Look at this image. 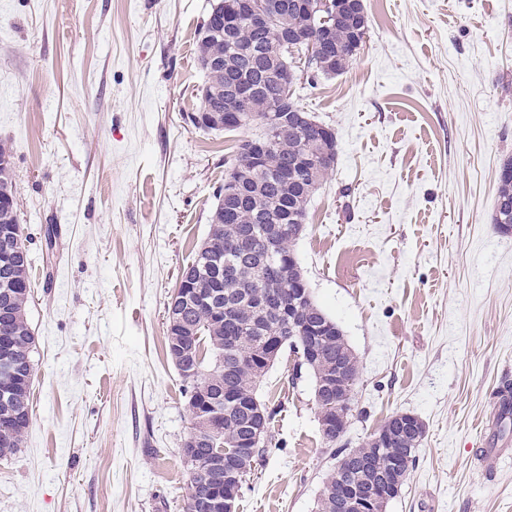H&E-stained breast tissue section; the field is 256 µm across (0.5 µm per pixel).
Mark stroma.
<instances>
[{
  "instance_id": "obj_1",
  "label": "stroma",
  "mask_w": 512,
  "mask_h": 512,
  "mask_svg": "<svg viewBox=\"0 0 512 512\" xmlns=\"http://www.w3.org/2000/svg\"><path fill=\"white\" fill-rule=\"evenodd\" d=\"M211 2L0 0V144L35 336L0 512H184L192 420L166 307L225 159L257 132L189 120ZM365 6L345 72L294 87L337 140L295 250L359 361L342 442L413 413L425 437L387 512H512V418L490 403L512 378V231L492 222L512 156V0ZM297 363L284 352L260 385L279 410L238 512H314L334 468Z\"/></svg>"
}]
</instances>
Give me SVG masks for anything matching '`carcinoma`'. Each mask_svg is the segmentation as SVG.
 <instances>
[{"label": "carcinoma", "instance_id": "1", "mask_svg": "<svg viewBox=\"0 0 512 512\" xmlns=\"http://www.w3.org/2000/svg\"><path fill=\"white\" fill-rule=\"evenodd\" d=\"M271 20L269 27L255 29L244 22L235 32L222 38H206L200 29L197 50L219 57V62L209 65L198 60L206 80L199 90L198 113L209 109L227 107L224 88L233 82L256 86L254 115L251 120L266 125V118H279L281 131L270 151L266 163L261 166L236 152L226 161L227 173L216 195V206L203 246L196 250L192 262L183 268L189 274V287L201 289V294L178 301L175 308L182 314L183 322L167 327L166 355L174 362L178 374L187 384L191 394L199 387L210 395L230 391L242 400L259 399L261 379L273 362L259 363L247 357L234 341L243 340L257 352H262L268 339L280 334L278 353L285 350L299 355V366L308 370L313 383H321L326 375L342 370L343 378L358 377L357 357L352 348L336 334L337 323L314 301L309 288H300L304 281L300 266H291L294 285L282 289L281 299L286 307L285 317L275 312H264L262 304L270 301L266 289L261 287L263 269L252 261L240 244L248 234H261L279 225L284 231L276 241L275 254L286 261L295 257L294 242L304 226L306 206L311 194L328 175V169H318L300 183H285L281 172L292 165L305 151L323 152L336 149V137L332 131L312 126L302 134L291 129L289 113L299 109L290 102L283 104L282 90L272 80L262 79V74L277 69H291L293 55L305 50L302 43L293 42L280 48L271 57L267 54L269 37L277 30L297 26V15L286 9L292 0H267ZM358 31L349 26L336 27V61L318 69L307 70L306 80L315 85L318 76H336L345 71L341 62L351 60L362 45L369 28L367 14L357 22ZM252 45L256 55L246 59L239 55L242 45ZM13 171L9 149L0 146V229L10 231L20 228L17 204L13 189ZM236 184L238 195L234 200V213H226L228 199L225 192ZM0 257V277L3 273L19 276L14 290L11 326L13 328L12 355L15 360L14 374L0 372V392L11 397L17 420L10 433L0 435V456L14 453L20 448L30 426V393L33 375L31 352L34 336L27 319V303L30 296V264L24 256L19 262L5 265ZM232 265L239 272V279H216V267ZM312 325L323 327L317 339L307 334ZM224 412V431L219 435L208 433L200 422L192 423L197 437V447L190 449L192 460L207 464L218 450L224 451L225 471L239 472L261 461L266 453V443L251 458L246 441L251 438L253 416L249 408L228 402L216 401ZM415 429L398 435L393 442L382 448L365 444L359 448L336 449V467L323 484L316 502L315 512H348L344 509L342 491L344 485H358L378 490L390 484L391 492L377 493L370 512H386L389 503L398 495V481L406 480L416 464V452L425 436L422 421L414 420Z\"/></svg>", "mask_w": 512, "mask_h": 512}]
</instances>
